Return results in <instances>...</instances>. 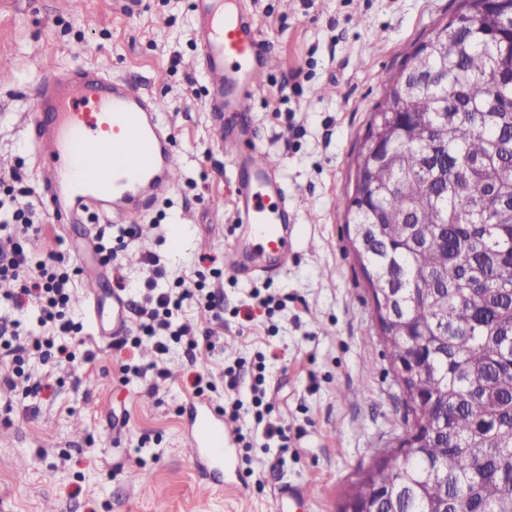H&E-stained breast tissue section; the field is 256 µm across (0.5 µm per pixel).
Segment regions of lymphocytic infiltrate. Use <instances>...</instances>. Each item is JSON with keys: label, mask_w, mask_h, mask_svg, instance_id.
I'll return each instance as SVG.
<instances>
[{"label": "lymphocytic infiltrate", "mask_w": 512, "mask_h": 512, "mask_svg": "<svg viewBox=\"0 0 512 512\" xmlns=\"http://www.w3.org/2000/svg\"><path fill=\"white\" fill-rule=\"evenodd\" d=\"M27 188L11 185L0 189V281L12 283L10 292L0 295V308L6 312L0 319V354L10 357L16 366H23L31 352H39L42 359L73 358L74 353L66 346L56 345L59 336H71L80 326L67 318L70 302L71 274L58 254L47 259L34 260L26 244L29 237L39 233L41 218L31 204ZM143 263L151 279L141 308L143 318L138 326L140 333L152 339L158 352H166L169 342H186L189 350L198 346L213 347L212 332L198 335L188 325L179 321L185 304L193 303L211 312L215 319H222L224 307L219 293L205 291L202 282L176 279L174 290H160L158 279L165 271L159 256L146 254ZM37 309V323L49 328V335L23 336L18 332L20 324L17 311L26 305Z\"/></svg>", "instance_id": "f902f5d3"}]
</instances>
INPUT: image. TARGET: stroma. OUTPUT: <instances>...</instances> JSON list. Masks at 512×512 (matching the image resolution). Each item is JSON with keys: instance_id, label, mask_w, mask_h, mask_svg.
<instances>
[{"instance_id": "stroma-1", "label": "stroma", "mask_w": 512, "mask_h": 512, "mask_svg": "<svg viewBox=\"0 0 512 512\" xmlns=\"http://www.w3.org/2000/svg\"><path fill=\"white\" fill-rule=\"evenodd\" d=\"M274 67L250 116L228 112L225 132L250 122L278 160L298 216L293 258L273 279L244 283L225 270L236 236L231 166L206 112L207 84L195 66L194 0H0V180L20 179L43 221L29 242L35 259L65 255L76 273L69 314L82 330L67 337L71 362L32 357L24 379L0 392V512H277L281 488L299 489L293 512H338L378 449L411 421L376 322L369 283L336 197L353 185L382 79L462 0H253ZM60 67L101 68L141 84L164 104L180 177L147 210L145 234L120 253L119 273L101 267L102 286L121 289L127 336H135L147 272L159 254L167 276L224 290V319L196 308L182 320L214 333V351L188 358L184 345L157 355L149 341L116 347L92 339L80 302L82 250L103 220L54 223L37 179L22 118L41 75ZM270 306H262L264 298ZM158 364L128 376L123 365ZM239 369L237 392L224 387ZM210 382L213 406L238 400L234 466L208 483L188 451L183 408L195 376ZM263 378L271 421L287 449L266 439L251 387ZM45 383L33 394L27 379ZM360 399H350V392Z\"/></svg>"}]
</instances>
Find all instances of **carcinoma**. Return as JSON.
<instances>
[{"label": "carcinoma", "instance_id": "obj_1", "mask_svg": "<svg viewBox=\"0 0 512 512\" xmlns=\"http://www.w3.org/2000/svg\"><path fill=\"white\" fill-rule=\"evenodd\" d=\"M383 79L353 188L382 332L416 347V447L378 453L346 500L379 512H512V0H464Z\"/></svg>", "mask_w": 512, "mask_h": 512}]
</instances>
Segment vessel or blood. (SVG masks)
Listing matches in <instances>:
<instances>
[{"instance_id": "b4317fda", "label": "vessel or blood", "mask_w": 512, "mask_h": 512, "mask_svg": "<svg viewBox=\"0 0 512 512\" xmlns=\"http://www.w3.org/2000/svg\"><path fill=\"white\" fill-rule=\"evenodd\" d=\"M192 35L195 65L208 86L214 115L250 111L273 58L248 0H196ZM160 100L134 82L82 69L51 72L39 82L24 126L31 130L36 168L56 223L90 210L124 223L143 222L148 202L174 187L173 140ZM221 145L242 176L235 187L237 249L228 266L244 276H274L288 262V198L276 168L247 134ZM85 313L99 341L127 328L120 294H107L90 276ZM187 440L198 470L223 484L232 462L233 432L206 400L188 403Z\"/></svg>"}]
</instances>
